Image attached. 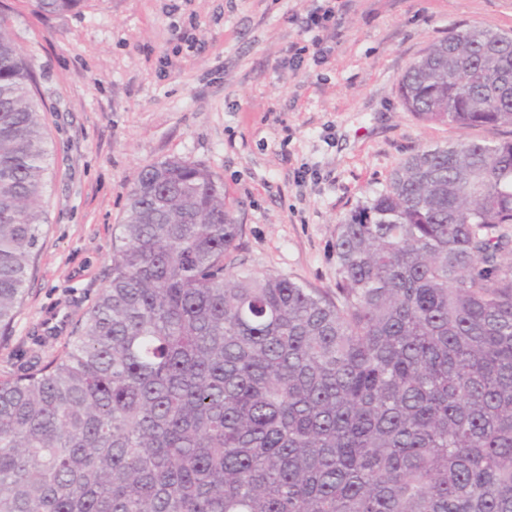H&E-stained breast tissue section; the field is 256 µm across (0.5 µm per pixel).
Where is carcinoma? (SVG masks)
<instances>
[{"label":"carcinoma","mask_w":512,"mask_h":512,"mask_svg":"<svg viewBox=\"0 0 512 512\" xmlns=\"http://www.w3.org/2000/svg\"><path fill=\"white\" fill-rule=\"evenodd\" d=\"M400 89L423 122L512 128V34L452 30ZM49 171L0 18V328ZM511 225L512 139L422 149L336 225L333 301L227 263L205 166L143 167L75 335L0 378V512H512Z\"/></svg>","instance_id":"carcinoma-1"}]
</instances>
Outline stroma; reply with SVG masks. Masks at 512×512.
Wrapping results in <instances>:
<instances>
[{
  "label": "stroma",
  "instance_id": "stroma-1",
  "mask_svg": "<svg viewBox=\"0 0 512 512\" xmlns=\"http://www.w3.org/2000/svg\"><path fill=\"white\" fill-rule=\"evenodd\" d=\"M334 16L320 46L302 20ZM48 110L46 221L0 374L58 355L106 286L126 193L168 157L206 166L242 226L230 260L336 294V226L411 154L467 136L408 112L399 80L448 31L512 32V0H0ZM306 47L294 62L296 47Z\"/></svg>",
  "mask_w": 512,
  "mask_h": 512
}]
</instances>
